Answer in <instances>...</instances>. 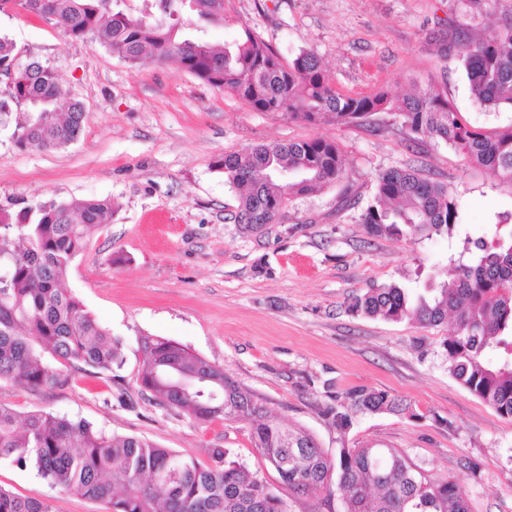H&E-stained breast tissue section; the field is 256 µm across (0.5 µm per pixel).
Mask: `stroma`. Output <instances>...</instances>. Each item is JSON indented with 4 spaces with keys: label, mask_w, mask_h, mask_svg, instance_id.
Segmentation results:
<instances>
[{
    "label": "stroma",
    "mask_w": 512,
    "mask_h": 512,
    "mask_svg": "<svg viewBox=\"0 0 512 512\" xmlns=\"http://www.w3.org/2000/svg\"><path fill=\"white\" fill-rule=\"evenodd\" d=\"M511 15L512 0H224L223 23L185 12L179 33L220 47L247 26L283 60L313 50L340 93L385 87L404 96L438 85L470 124L492 127L511 123L512 112L475 100L459 50ZM0 36L14 43L17 65L49 66L62 96L85 108L80 136L59 149H20L13 123L0 125V205L111 199V224L91 235L63 286L121 339L125 357L115 375L64 368L65 385L38 393L1 381V404L21 416L42 409L81 418L204 465L210 449L224 448L275 487L287 512H342L340 496L282 486L248 423H200L142 396L138 339L159 336L223 367L326 450L343 442L395 448L428 477L463 486L470 512H512V421L449 374L442 343L452 323L422 327L348 309L368 288L414 294L446 279L449 257L472 260L473 241L490 238L499 214L512 212V185L443 142L412 139L386 112L369 126L256 112L175 62L130 66L96 38L71 39L17 6L0 10ZM448 42L455 52H442ZM311 138L337 144L342 182L292 199L265 231L243 232L233 219L240 191L217 160ZM393 167L418 169L461 202L452 237L367 235L360 216L378 174ZM358 387L405 399L413 416L364 415L339 435L324 410ZM0 487L49 500L54 512H106L6 460Z\"/></svg>",
    "instance_id": "35a3bbf8"
}]
</instances>
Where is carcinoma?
I'll return each instance as SVG.
<instances>
[{
    "label": "carcinoma",
    "mask_w": 512,
    "mask_h": 512,
    "mask_svg": "<svg viewBox=\"0 0 512 512\" xmlns=\"http://www.w3.org/2000/svg\"><path fill=\"white\" fill-rule=\"evenodd\" d=\"M120 0H28V11L60 25L75 39L94 36L133 66L147 59L177 60L199 80L236 95L257 112L279 113L309 123L364 126L387 111L414 140L436 139L469 163L493 171L512 186V123L470 125L443 92L399 98L387 89L367 95L332 87L312 51L284 65L272 47L249 28L218 49L192 39L176 40L175 26L118 8ZM186 5L208 22L224 20V0H159L174 16ZM466 76L478 101L512 110V17L462 50ZM13 72L7 94L23 119L14 131L22 149H54L75 141L84 120L79 101L62 103L57 74L39 62L16 65L14 44L0 38V71ZM228 182L242 189L235 221L250 232L273 224L291 199L341 181L343 158L332 142L313 138L259 145L245 155L218 160ZM462 208L447 186L416 169L379 173L362 215L367 233L393 236L452 235ZM112 200L34 201L18 211L0 207V382L30 391L67 383L62 366L113 372L125 363L119 339L64 288L69 266L90 232L111 223ZM481 255L458 262L454 276L411 297L390 284L356 296L351 310L388 322L438 326L453 316L455 329L443 346L448 373L463 387L512 420V237L478 241ZM141 392L157 404L198 422L217 418L212 404L191 389L172 385L168 372L195 378L224 393L223 418L251 424V438L281 483L302 495L338 492L343 512H469L467 493L447 476L427 478L395 448L346 445L326 452L308 432L282 424L253 394L190 348L170 339L143 336ZM501 351L496 363L486 359ZM409 406L384 390L355 388L336 397L326 415L348 430L359 415L403 414ZM203 467L168 448L133 436L107 435L85 420L42 410L18 420L0 403V460L30 469L50 486L102 502L107 512H286L267 480L210 449ZM0 512H53L47 500L20 498L0 487Z\"/></svg>",
    "instance_id": "1"
}]
</instances>
